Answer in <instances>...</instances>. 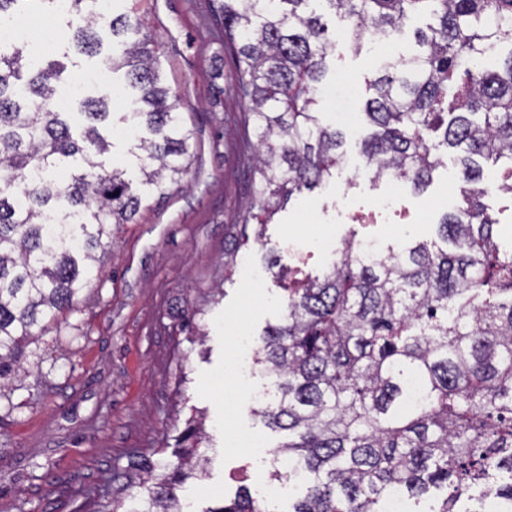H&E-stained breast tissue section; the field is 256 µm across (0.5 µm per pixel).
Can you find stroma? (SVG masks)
Listing matches in <instances>:
<instances>
[{
	"label": "stroma",
	"instance_id": "obj_1",
	"mask_svg": "<svg viewBox=\"0 0 512 512\" xmlns=\"http://www.w3.org/2000/svg\"><path fill=\"white\" fill-rule=\"evenodd\" d=\"M139 8L195 157L182 188L148 196L134 222L120 225L76 309L26 348L28 376L0 397V512H90L87 490L125 472L130 454L173 461L174 438L195 409L210 437L208 475L188 488L196 512L268 482L270 464L250 461V449L229 438L256 434L271 450L285 434L264 426L246 393L226 399L224 370L233 356L252 364L264 330L280 322L286 246L307 254L301 277H320L350 236L373 235L387 248L434 241L456 201L459 182L443 168L424 190L403 187L398 204L411 223L348 224L344 207L385 199L390 185L363 169L349 186L340 171L293 196L264 229L243 225L255 137L245 125L248 102L232 87L223 20L213 0H141ZM47 19L63 34L51 52L66 66L63 80L100 66V57L73 51V15L47 0L32 21ZM325 19L336 44L330 85L353 113L380 60L411 54L416 28L429 21L417 16L401 35L356 54L345 21ZM234 248L244 260L228 272L224 253Z\"/></svg>",
	"mask_w": 512,
	"mask_h": 512
}]
</instances>
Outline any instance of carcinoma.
I'll list each match as a JSON object with an SVG mask.
<instances>
[{"label":"carcinoma","mask_w":512,"mask_h":512,"mask_svg":"<svg viewBox=\"0 0 512 512\" xmlns=\"http://www.w3.org/2000/svg\"><path fill=\"white\" fill-rule=\"evenodd\" d=\"M315 0H219L232 81L248 99L257 140L245 222L269 223L284 202L326 182L343 163V133L324 123L318 91L334 48ZM348 23L354 51L374 34L393 38L410 18L418 50L385 61L369 81L361 153L373 179L424 188L456 152L459 203L436 244L364 260L343 241L332 269L288 286L282 323L262 337L257 363L271 380L253 410L288 439L274 450L298 487L289 512H388L392 493L409 512H486L512 502V253L494 235L482 163L512 165V52L502 66L478 58L512 45V0H320ZM80 51L125 70L141 184L162 197L189 173L193 133L170 99L154 41L135 10L101 20L89 0H69ZM64 71L35 65L19 47L0 51V389L24 371L23 354L74 306L100 272L97 251L131 224L147 198L106 167L112 142L100 124L111 102L87 99L72 122L48 101ZM204 423L192 418L171 466L138 455L104 512H118L139 478L131 512H184L176 490L207 475ZM205 512H263L249 492Z\"/></svg>","instance_id":"cac0c4a2"}]
</instances>
